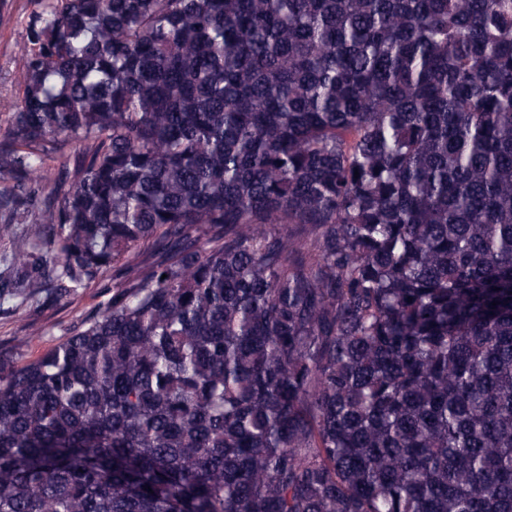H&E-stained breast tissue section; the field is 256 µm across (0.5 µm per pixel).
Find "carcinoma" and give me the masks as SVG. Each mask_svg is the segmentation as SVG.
<instances>
[{
	"mask_svg": "<svg viewBox=\"0 0 512 512\" xmlns=\"http://www.w3.org/2000/svg\"><path fill=\"white\" fill-rule=\"evenodd\" d=\"M14 82L0 297L112 299L0 512H512V0H41Z\"/></svg>",
	"mask_w": 512,
	"mask_h": 512,
	"instance_id": "1",
	"label": "carcinoma"
}]
</instances>
